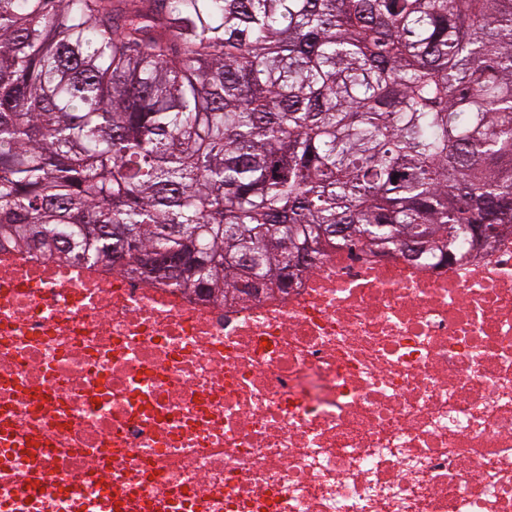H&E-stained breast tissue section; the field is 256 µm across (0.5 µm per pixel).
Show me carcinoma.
<instances>
[{
    "mask_svg": "<svg viewBox=\"0 0 512 512\" xmlns=\"http://www.w3.org/2000/svg\"><path fill=\"white\" fill-rule=\"evenodd\" d=\"M478 224H512V0H0L19 247L217 298Z\"/></svg>",
    "mask_w": 512,
    "mask_h": 512,
    "instance_id": "cac0c4a2",
    "label": "carcinoma"
}]
</instances>
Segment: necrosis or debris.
<instances>
[{
    "instance_id": "1",
    "label": "necrosis or debris",
    "mask_w": 512,
    "mask_h": 512,
    "mask_svg": "<svg viewBox=\"0 0 512 512\" xmlns=\"http://www.w3.org/2000/svg\"><path fill=\"white\" fill-rule=\"evenodd\" d=\"M106 488L149 512H512V224L427 259L336 243L210 300L0 243V504Z\"/></svg>"
}]
</instances>
